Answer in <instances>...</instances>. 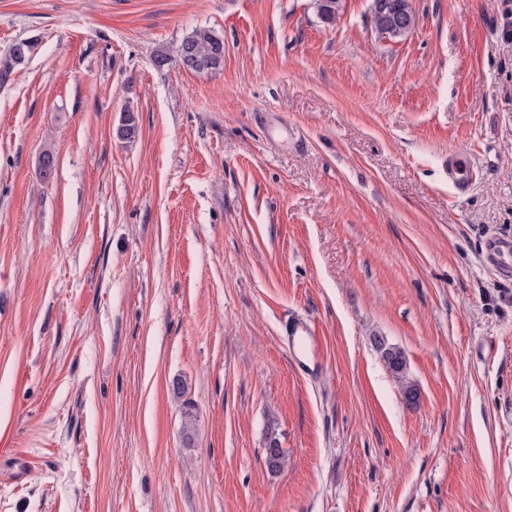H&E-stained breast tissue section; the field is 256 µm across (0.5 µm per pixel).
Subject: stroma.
<instances>
[{
    "instance_id": "obj_1",
    "label": "stroma",
    "mask_w": 512,
    "mask_h": 512,
    "mask_svg": "<svg viewBox=\"0 0 512 512\" xmlns=\"http://www.w3.org/2000/svg\"><path fill=\"white\" fill-rule=\"evenodd\" d=\"M372 3L0 0V512H512V0ZM177 61L196 73L217 71L224 65V40L209 29L197 28L181 41ZM36 43L30 39H17L8 50V60L0 73L1 81H5L10 72L11 65L23 63L35 50ZM474 170L475 167L465 153L449 152L448 182L454 188L456 195H465L470 191ZM485 257L505 278L512 277V239L490 236L484 243ZM285 335L291 356L299 365L302 362L311 372H317L322 368L321 336L310 322L297 318L291 320L285 328ZM377 348L381 352V356L392 374L397 379L406 380L407 361L403 353L398 348L387 345L380 340L377 342Z\"/></svg>"
}]
</instances>
